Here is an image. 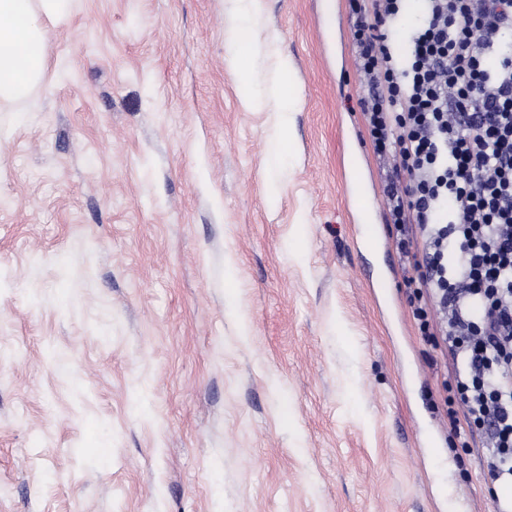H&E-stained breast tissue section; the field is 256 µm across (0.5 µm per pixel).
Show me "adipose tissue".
<instances>
[{"instance_id":"adipose-tissue-1","label":"adipose tissue","mask_w":512,"mask_h":512,"mask_svg":"<svg viewBox=\"0 0 512 512\" xmlns=\"http://www.w3.org/2000/svg\"><path fill=\"white\" fill-rule=\"evenodd\" d=\"M227 16V65L240 79L243 103L251 109L279 115L271 140L273 150L265 165L269 189H276L278 173L288 153V115L297 111L299 97L283 82H274L264 96L253 92L254 62L260 48L244 43L242 35L251 14L252 0H234ZM69 0H0V101L27 97L42 78L45 61L40 52L44 42L42 17L63 16Z\"/></svg>"}]
</instances>
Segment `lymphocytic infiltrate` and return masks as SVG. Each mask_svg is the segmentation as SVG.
Here are the masks:
<instances>
[{"instance_id":"obj_1","label":"lymphocytic infiltrate","mask_w":512,"mask_h":512,"mask_svg":"<svg viewBox=\"0 0 512 512\" xmlns=\"http://www.w3.org/2000/svg\"><path fill=\"white\" fill-rule=\"evenodd\" d=\"M362 117L413 318L450 355L491 482L512 478V0H348Z\"/></svg>"}]
</instances>
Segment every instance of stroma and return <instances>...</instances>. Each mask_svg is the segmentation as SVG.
I'll use <instances>...</instances> for the list:
<instances>
[{
    "label": "stroma",
    "instance_id": "stroma-1",
    "mask_svg": "<svg viewBox=\"0 0 512 512\" xmlns=\"http://www.w3.org/2000/svg\"><path fill=\"white\" fill-rule=\"evenodd\" d=\"M70 0L0 102V512H494L362 122L346 6ZM235 5L227 16L228 35V68L240 78V92L243 103L251 109L269 110L279 114L271 140L273 150L265 165V178L270 191L277 189L278 173L283 158L288 154V114L296 112L299 107V97L294 90L282 81L274 82L262 97L253 92L254 75L257 74L254 62L260 53L256 44L243 42L245 23L251 15L253 0H234Z\"/></svg>",
    "mask_w": 512,
    "mask_h": 512
}]
</instances>
